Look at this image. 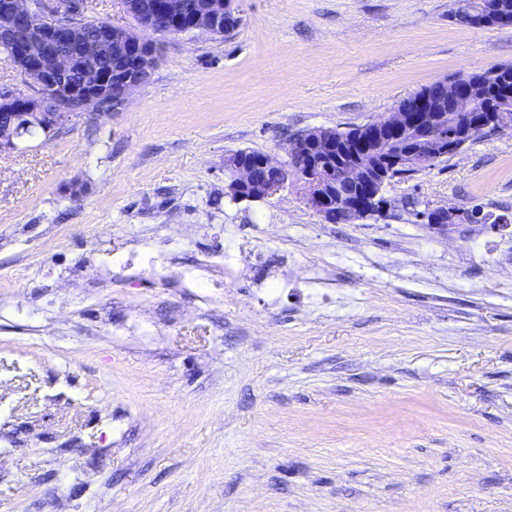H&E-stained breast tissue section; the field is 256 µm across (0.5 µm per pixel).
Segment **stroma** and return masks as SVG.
<instances>
[{"instance_id":"35a3bbf8","label":"stroma","mask_w":512,"mask_h":512,"mask_svg":"<svg viewBox=\"0 0 512 512\" xmlns=\"http://www.w3.org/2000/svg\"><path fill=\"white\" fill-rule=\"evenodd\" d=\"M456 7L240 0L119 109L0 154V512H512V132L379 217L224 194L228 153L512 64ZM448 203L493 220L440 237L417 213ZM218 253L204 288L148 263Z\"/></svg>"}]
</instances>
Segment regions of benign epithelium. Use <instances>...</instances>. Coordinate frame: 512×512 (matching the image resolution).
I'll return each mask as SVG.
<instances>
[{"mask_svg": "<svg viewBox=\"0 0 512 512\" xmlns=\"http://www.w3.org/2000/svg\"><path fill=\"white\" fill-rule=\"evenodd\" d=\"M138 25L102 20L85 34L79 0H0V46L6 61L36 84L38 98L0 92V153L19 149L31 130L48 138L78 110L97 108L117 95L125 103L151 77L158 55L157 38L173 34L228 35L241 22L237 0H207L200 11L187 0H121ZM472 26L511 29L512 14L474 9ZM107 57L110 65L98 61ZM476 73L461 71L442 82L448 111L437 112L427 98L398 108L343 134L316 127L300 134L279 163L267 153L246 150L224 156L231 173L227 195L234 201H262L288 184L299 186L310 210L336 224L383 214L386 186L436 162L457 156L488 132L512 128V105L479 112ZM279 174L276 181L264 176ZM419 218L432 232L449 237L475 221L469 208L448 204L426 207Z\"/></svg>", "mask_w": 512, "mask_h": 512, "instance_id": "7a95c632", "label": "benign epithelium"}]
</instances>
